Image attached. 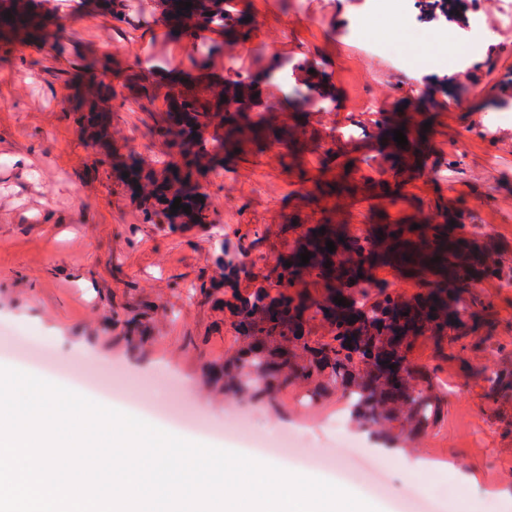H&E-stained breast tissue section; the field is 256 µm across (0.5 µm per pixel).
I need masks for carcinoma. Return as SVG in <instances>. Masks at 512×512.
<instances>
[{"label":"carcinoma","mask_w":512,"mask_h":512,"mask_svg":"<svg viewBox=\"0 0 512 512\" xmlns=\"http://www.w3.org/2000/svg\"><path fill=\"white\" fill-rule=\"evenodd\" d=\"M35 0H0V31L22 33L37 47L56 41L55 19L35 9ZM103 16L127 17L134 0H85ZM185 10L179 0H159L162 18L179 35L190 41L195 56L205 60L213 50L230 52L251 38L252 25L246 16L224 10V0H190ZM474 0H419L422 13L458 21ZM11 18H4L5 13ZM224 33V41L212 44L208 34ZM97 85V95L86 101L79 121L88 126L95 140L109 137L112 113L105 103L112 98V85L103 76L108 60L93 59L85 64ZM312 66H297L298 76L283 100L301 109L316 97L329 95L320 72ZM165 113L151 134L163 139L168 160L162 174L135 161L125 166L126 180L132 187L147 189V220L153 224H206L209 213L201 197L202 179L224 164V154L236 152L243 141L267 138L266 126L253 120L249 112L258 94L257 83L227 77L211 83L199 76L192 83L181 77L170 79ZM129 96L150 99L159 86L149 75H138L127 86ZM402 123H383L384 145L397 163L421 153L427 135L425 127L415 129L401 147L393 131ZM190 207L171 212L175 199ZM324 233H319L320 228ZM299 236L286 256L276 260L274 278H261L251 292L236 293L227 307L233 325L245 341L237 355L224 362V393L252 398L272 397L274 387L286 386L297 378L316 382L312 395L340 389L349 398L356 421L375 429L389 439L394 430L417 435L437 419L440 411L431 378L421 371L403 369L414 340L426 334L444 337L450 333L468 334L477 322L463 297L465 287L485 277L512 281V266L489 258L481 259L470 251L463 232L448 224H430L427 240L413 237V229L381 224L364 237H344L337 224L297 225ZM335 251L328 252L326 241ZM311 253L309 262L300 265L299 255ZM421 253L422 267L412 269L435 277L417 296L405 298L379 286L372 276L373 262L407 267L406 258ZM248 251L221 247L215 262L230 282L247 274L244 256ZM440 261H434V258ZM291 266H285V263ZM305 277H314L326 288L319 299L291 288ZM354 294L345 305V290ZM320 315L333 336L324 343L311 344L307 325Z\"/></svg>","instance_id":"obj_1"}]
</instances>
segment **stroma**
<instances>
[{
  "label": "stroma",
  "mask_w": 512,
  "mask_h": 512,
  "mask_svg": "<svg viewBox=\"0 0 512 512\" xmlns=\"http://www.w3.org/2000/svg\"><path fill=\"white\" fill-rule=\"evenodd\" d=\"M365 0H229L230 13L248 14L251 41L235 53L212 52L197 65L187 41L160 19L156 0L140 17L105 18L83 0H43L64 28L37 50L0 41V366L15 368L22 340L43 344L30 373L62 386L88 374L118 377L143 404L173 403L223 419L235 409L256 411L263 424L290 431L335 416L347 424L345 447L318 476L365 452L385 468L390 489L373 495L366 477L348 489L377 512H398L404 493L447 489L443 512H512V283L488 279L465 298L479 322L465 337H419L412 367L430 374L441 398L436 423L416 439L388 441L353 422L341 393L310 399L297 381L269 399L225 395L219 369L240 346L223 294H208L221 270V246L251 253L268 273L294 244L286 226L333 220L352 236L378 224H421L442 212L461 213L471 242L512 264V104L499 105L512 77V0H476L457 23L423 22L412 38L387 14L362 17ZM468 51H461V40ZM110 60L116 95L112 152L94 147L75 107L87 98L82 58ZM283 71L264 79L271 59ZM316 66L331 93L304 111L267 112L286 92L287 69ZM459 73L464 101L436 93L432 80ZM167 73L221 79L234 72L259 79L257 119L273 129L301 124L303 152L289 156L277 142L245 145L209 175L202 191L209 221L175 230L146 222L140 200L122 184L118 164L135 158L161 170L163 142L149 129L163 97L129 98L133 74ZM406 108L409 124L429 122L426 148L403 167L380 150V120ZM345 174L352 192L326 201L317 182ZM67 364L72 378L53 374ZM500 373L507 384L491 392ZM182 438L238 451L254 459L248 427L198 433L161 420Z\"/></svg>",
  "instance_id": "stroma-1"
}]
</instances>
